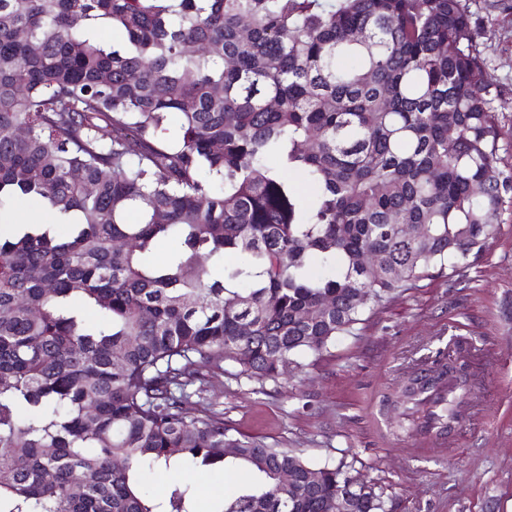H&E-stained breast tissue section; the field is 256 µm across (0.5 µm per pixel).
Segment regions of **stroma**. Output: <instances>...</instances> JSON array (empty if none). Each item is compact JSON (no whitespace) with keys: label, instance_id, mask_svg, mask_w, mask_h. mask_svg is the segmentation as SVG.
I'll return each instance as SVG.
<instances>
[{"label":"stroma","instance_id":"stroma-1","mask_svg":"<svg viewBox=\"0 0 512 512\" xmlns=\"http://www.w3.org/2000/svg\"><path fill=\"white\" fill-rule=\"evenodd\" d=\"M471 25L498 92V167L512 171V0H468ZM9 227L53 225L41 204L20 200L0 211ZM458 347L477 379L467 418L432 450L433 437L392 400L433 350ZM205 398L239 434L279 443L311 461L346 460L354 476L382 487L393 512H512V206L501 232L463 279L423 280L337 340L330 356L279 384L207 375ZM199 485L198 512L211 494L236 492L245 475L188 470Z\"/></svg>","mask_w":512,"mask_h":512}]
</instances>
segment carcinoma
<instances>
[{"instance_id":"obj_1","label":"carcinoma","mask_w":512,"mask_h":512,"mask_svg":"<svg viewBox=\"0 0 512 512\" xmlns=\"http://www.w3.org/2000/svg\"><path fill=\"white\" fill-rule=\"evenodd\" d=\"M497 97L468 0H0V210L74 226L0 232V512H196L149 475L228 464L245 487L213 512H388L190 398L214 370L262 390L479 261L512 195ZM451 359L404 402L425 428L448 403L440 432L474 387L437 392ZM2 230L25 228L26 224H52L55 233L65 236L70 232L68 224H56L55 217L41 204L31 200H20L2 212Z\"/></svg>"}]
</instances>
